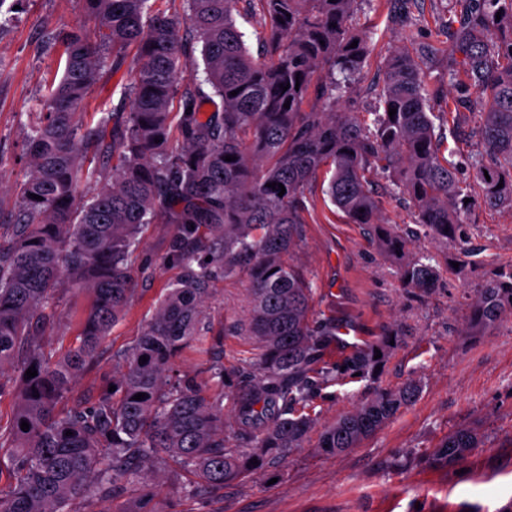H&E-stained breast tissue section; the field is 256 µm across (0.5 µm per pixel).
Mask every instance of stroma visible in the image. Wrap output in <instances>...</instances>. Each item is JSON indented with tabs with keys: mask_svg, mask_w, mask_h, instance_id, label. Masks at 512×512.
Returning <instances> with one entry per match:
<instances>
[{
	"mask_svg": "<svg viewBox=\"0 0 512 512\" xmlns=\"http://www.w3.org/2000/svg\"><path fill=\"white\" fill-rule=\"evenodd\" d=\"M355 19L372 34L373 51L363 78L345 107L372 121L369 87L384 59L412 42L427 44L425 70L437 90L433 110L439 150L456 163L460 181L473 180L471 155L481 149L474 131L481 123L477 97L458 107L456 86L441 75L453 58L448 0H410L396 13L394 0H357ZM94 34L83 0H24L11 21L0 24V226L12 223L28 159L24 144L39 118L40 103L63 72L62 49L50 43L58 31ZM128 81L111 65L100 68L81 116L94 123L127 109ZM382 218L401 237L409 256L431 254L440 264L427 293L401 288L399 262L363 224L331 204L321 187L308 195L301 235L290 261L313 290L311 317L328 319L341 333L324 361L336 363L367 343L391 339L379 369L370 377H347L319 386L305 408L313 421L300 446L259 474L212 495L188 493L191 477L178 468L147 472L158 512H512V313L482 332L466 328L478 289L495 272L512 268V208H474L461 235L437 247L420 237L413 207L388 194L385 174L375 175ZM173 227L148 225L130 267L135 296L101 348L98 362L77 378L74 395H95L112 377V350L132 345L156 311L178 270L166 261ZM248 274L221 282L209 302L213 348L186 349L176 362L193 372L205 396L224 392L232 409L234 378L217 383L213 362H254L253 340L237 335ZM90 306L85 292L60 295L57 321L46 331L44 350L59 358L72 346ZM420 385L418 398L361 444L340 455L319 451L322 431L342 413L406 382ZM462 425L479 428L483 442L460 467L432 466L427 458L448 433Z\"/></svg>",
	"mask_w": 512,
	"mask_h": 512,
	"instance_id": "1",
	"label": "stroma"
}]
</instances>
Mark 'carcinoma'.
<instances>
[{
  "mask_svg": "<svg viewBox=\"0 0 512 512\" xmlns=\"http://www.w3.org/2000/svg\"><path fill=\"white\" fill-rule=\"evenodd\" d=\"M243 1L263 30L256 58L236 23ZM84 2L96 38L80 31L55 36L64 74L41 101L11 236L0 239V395L14 378L21 382L13 417L0 424V453L12 460L0 512H74L76 503L104 501L139 483L146 467L172 463L197 478L191 492L215 491L299 445L311 421L292 406L313 397L312 373L333 333L311 321L312 288L287 257L321 168L334 167L325 190L331 203L390 251L402 241L378 219L372 174L379 170L389 172L392 193L411 201L415 223L439 244L457 238L461 216L471 209L512 206V0H451L448 9L460 59L443 77L457 85L460 102L474 92L485 106L477 129L482 151L471 157L477 191L462 185L452 161L439 155L434 91L421 66L428 46L401 48L386 59L372 124L341 107L372 44L370 33L353 27L356 0H181L183 29L154 12L150 0ZM131 43L138 57L129 111L95 128L83 125L76 116L97 70L109 61L118 74L125 64L120 49ZM214 95L222 110L210 112ZM90 146L117 163L108 182L77 206ZM227 155L236 160L225 161ZM271 183L284 185V195ZM147 224L174 226L167 259L178 277L135 343L112 353L115 390L105 385L93 401H73L75 378L97 362L135 292L129 266ZM243 272L251 284L238 328L260 355L229 371L239 379L231 447L224 396H202L195 376L176 374L174 366L186 348L208 344L216 283ZM399 275L403 288L425 291L438 271L413 258ZM72 288L89 292L92 304L79 341L53 362L41 336L56 321V295ZM507 311L512 268L478 289L470 323L488 329ZM384 348L350 354L320 375L362 377L379 363L375 350ZM32 366L37 376L29 379ZM138 393L145 397L134 399ZM419 393L411 381L340 415L322 431L319 450L335 455L356 447ZM68 400L69 410H58ZM480 442L477 428L460 426L440 442L433 462L454 465Z\"/></svg>",
  "mask_w": 512,
  "mask_h": 512,
  "instance_id": "cac0c4a2",
  "label": "carcinoma"
}]
</instances>
